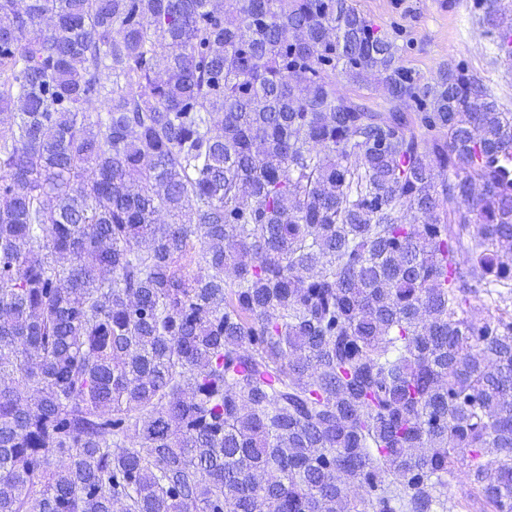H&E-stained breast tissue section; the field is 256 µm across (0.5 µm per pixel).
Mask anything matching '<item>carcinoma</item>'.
Returning <instances> with one entry per match:
<instances>
[{
    "mask_svg": "<svg viewBox=\"0 0 512 512\" xmlns=\"http://www.w3.org/2000/svg\"><path fill=\"white\" fill-rule=\"evenodd\" d=\"M0 110V512H448L463 451L459 508L512 512L475 74L420 82L352 0H0ZM336 90L341 94H346L351 97L358 95L364 96L375 110L384 111L387 107L386 94L380 87H359L358 85L350 83L345 77L338 75L336 76ZM468 458L466 456H459L456 465V471L448 475V507L450 501L462 499L466 496L468 486L465 484V472L468 470Z\"/></svg>",
    "mask_w": 512,
    "mask_h": 512,
    "instance_id": "obj_1",
    "label": "carcinoma"
}]
</instances>
